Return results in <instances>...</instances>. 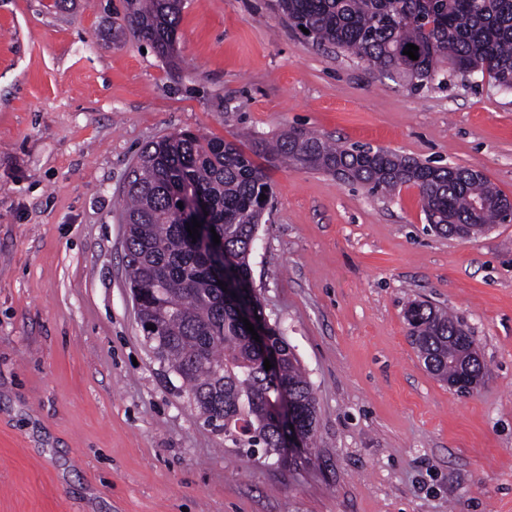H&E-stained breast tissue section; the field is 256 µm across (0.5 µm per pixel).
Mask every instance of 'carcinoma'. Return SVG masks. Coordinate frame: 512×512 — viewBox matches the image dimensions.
Segmentation results:
<instances>
[{"mask_svg":"<svg viewBox=\"0 0 512 512\" xmlns=\"http://www.w3.org/2000/svg\"><path fill=\"white\" fill-rule=\"evenodd\" d=\"M289 25L306 38L354 55L382 75L396 76L412 91L435 80L438 65L462 76L486 74L512 86V0H276ZM185 0H125L122 24L145 37L156 53L171 58ZM419 47L418 59L403 54ZM284 160L360 183L372 192L414 186L426 220L443 236L461 226L475 235L509 217L508 198L472 168L431 166L396 153L334 144L303 130L236 143L201 132L180 131L140 152L125 192L126 268L130 288L141 295L144 321L154 325L160 360L185 387L208 424L236 433L266 454H280V433L267 417L280 393L297 400L311 418L300 424L303 446L317 431L314 390L288 341L272 327L279 354L276 380H267L262 356L214 275L207 247L192 244L180 219L182 206L201 200L208 212L201 235L224 243L236 277L251 281L250 258L271 195L265 168L256 162ZM412 344L427 370L443 382L463 375L481 384L485 366L464 323L430 303L406 312Z\"/></svg>","mask_w":512,"mask_h":512,"instance_id":"cac0c4a2","label":"carcinoma"}]
</instances>
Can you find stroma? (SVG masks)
I'll use <instances>...</instances> for the list:
<instances>
[{"label":"stroma","instance_id":"35a3bbf8","mask_svg":"<svg viewBox=\"0 0 512 512\" xmlns=\"http://www.w3.org/2000/svg\"><path fill=\"white\" fill-rule=\"evenodd\" d=\"M122 0H0V512H512V223L430 231L390 196L275 164L252 279L313 386L312 452L250 456L178 393L137 323L116 204L140 151L189 129L292 128L483 170L512 198V93L411 91L293 29L272 0H187L175 63ZM462 318L489 376L428 372L404 310Z\"/></svg>","mask_w":512,"mask_h":512}]
</instances>
